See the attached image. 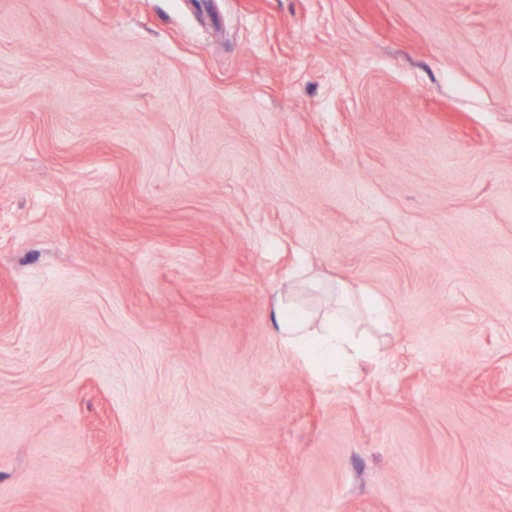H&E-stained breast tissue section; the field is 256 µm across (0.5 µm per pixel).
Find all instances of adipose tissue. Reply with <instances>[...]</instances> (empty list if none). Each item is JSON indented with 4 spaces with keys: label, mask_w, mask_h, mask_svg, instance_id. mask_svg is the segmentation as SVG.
I'll return each instance as SVG.
<instances>
[{
    "label": "adipose tissue",
    "mask_w": 512,
    "mask_h": 512,
    "mask_svg": "<svg viewBox=\"0 0 512 512\" xmlns=\"http://www.w3.org/2000/svg\"><path fill=\"white\" fill-rule=\"evenodd\" d=\"M275 334L320 376L351 377L370 347L353 315L350 288L306 281L274 291Z\"/></svg>",
    "instance_id": "1"
}]
</instances>
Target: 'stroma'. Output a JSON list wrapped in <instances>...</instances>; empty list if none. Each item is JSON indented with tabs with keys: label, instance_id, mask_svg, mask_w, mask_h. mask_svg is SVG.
<instances>
[{
	"label": "stroma",
	"instance_id": "1",
	"mask_svg": "<svg viewBox=\"0 0 512 512\" xmlns=\"http://www.w3.org/2000/svg\"><path fill=\"white\" fill-rule=\"evenodd\" d=\"M0 512H512V0H0ZM305 290L317 293L320 308L310 309ZM274 315L275 336L282 346L319 376L349 378L371 351L354 319L351 289L343 284L309 280L301 287L275 288Z\"/></svg>",
	"mask_w": 512,
	"mask_h": 512
}]
</instances>
